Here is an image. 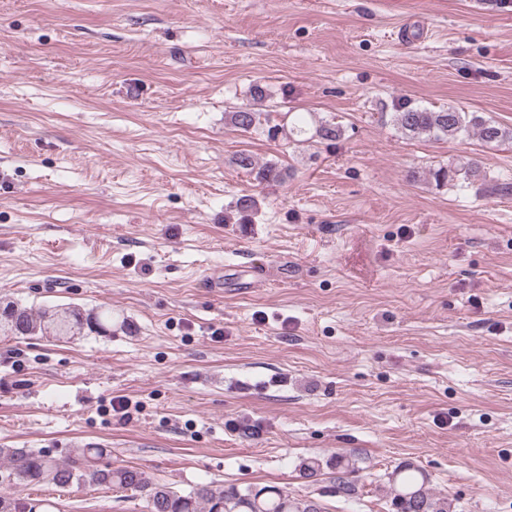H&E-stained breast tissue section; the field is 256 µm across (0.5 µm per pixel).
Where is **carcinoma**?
Returning a JSON list of instances; mask_svg holds the SVG:
<instances>
[{
  "label": "carcinoma",
  "instance_id": "carcinoma-1",
  "mask_svg": "<svg viewBox=\"0 0 512 512\" xmlns=\"http://www.w3.org/2000/svg\"><path fill=\"white\" fill-rule=\"evenodd\" d=\"M263 113L251 106L228 114L230 124L248 133L261 123ZM402 133L412 137H434L455 141L476 135L487 145L512 141V129L499 125L475 112H464L454 106L438 111L403 106L393 115ZM112 331V309L86 311L76 306H45L34 310L9 298H0V336H52L71 340L77 336ZM103 448H86L66 463L49 455L24 448H0L7 466L0 475L8 479L0 489V512H37L39 503L21 501L11 493L12 487L51 484L58 488L74 485L130 490L140 494L144 512H322L313 501H300L274 486L240 490L215 482L200 483L188 492L154 483L147 473L133 466L101 468L96 459ZM396 512H448V501L430 493L427 477L410 464L395 468L389 477Z\"/></svg>",
  "mask_w": 512,
  "mask_h": 512
}]
</instances>
